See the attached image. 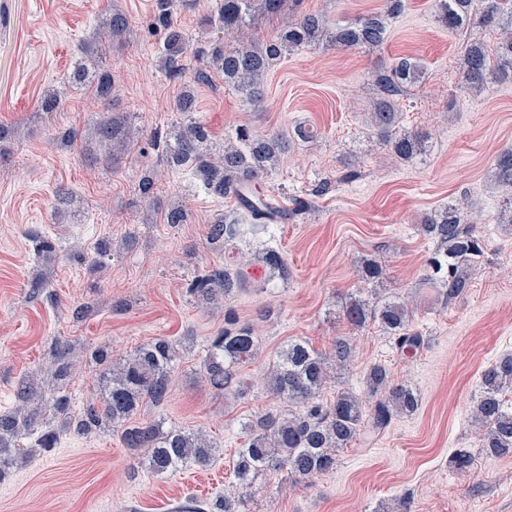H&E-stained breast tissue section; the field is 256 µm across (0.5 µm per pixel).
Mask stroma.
<instances>
[{
    "instance_id": "stroma-1",
    "label": "stroma",
    "mask_w": 512,
    "mask_h": 512,
    "mask_svg": "<svg viewBox=\"0 0 512 512\" xmlns=\"http://www.w3.org/2000/svg\"><path fill=\"white\" fill-rule=\"evenodd\" d=\"M298 8L343 24L383 12L385 2L300 0ZM115 9L129 17L133 35L100 58L115 80L111 102L74 88L61 111H38L45 91L62 84L81 44ZM155 11L156 0H0V128L7 134L0 141V411L12 407L21 376H40L53 337L89 350L107 346L115 362L165 337L179 346L169 395L160 405L144 403L135 419L202 432L220 452L208 467L157 476L140 465L144 449L125 447L119 433H67L53 451L24 449L0 479V512H180L216 500L233 479L245 422L284 407L264 384L277 353L292 339L324 352L348 335L350 364L323 401L341 388L363 390L369 367L381 364L393 382L416 389L418 411L394 417L371 441H353L339 451L336 470L311 481L292 486L286 473L261 472L249 512H394L401 500L409 512H512V454L484 452L470 420L483 370L512 352V234L495 222L502 197L491 180L498 154L512 147V82L476 94L461 88L458 74L466 43L495 46L498 32L475 25L450 33L434 0H405L376 50L312 46L281 57L264 78L261 108L221 76L197 86L198 116L215 145L243 124L260 135H288L290 147L263 190L284 209L311 206L277 226L273 243L288 261L287 280H263L203 306L187 288L206 266L225 262L223 249L207 244V226L233 216L235 203L189 173L166 171L149 139L117 168L89 163L80 145L52 139L112 114L152 132L179 122L173 99L197 63L185 59L182 82L167 79ZM401 57L420 60L424 76L399 96V122L430 135L426 154L409 163L392 160L368 128L377 98L371 73ZM301 127L316 138L299 137ZM351 162L357 174L349 179ZM152 168L160 175L149 203L138 184ZM61 187L70 195L60 207ZM460 200L482 218L484 256L468 290L446 304L424 282L436 245L420 226ZM174 204L187 209L186 223H165ZM36 235L54 243L52 255H35ZM101 239L116 251L92 274L70 251ZM366 259L383 265L385 294L409 299L412 327L426 339L416 355L402 354L377 322L354 331L344 320L346 298L366 288ZM43 267L52 292L30 298L29 282ZM230 312L254 324L259 339L258 357L238 376L247 389L240 399L201 378L209 343ZM460 450L474 459L469 472L450 464Z\"/></svg>"
}]
</instances>
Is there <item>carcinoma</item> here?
<instances>
[{"label":"carcinoma","mask_w":512,"mask_h":512,"mask_svg":"<svg viewBox=\"0 0 512 512\" xmlns=\"http://www.w3.org/2000/svg\"><path fill=\"white\" fill-rule=\"evenodd\" d=\"M438 21L450 30L469 26H492L500 30V41L490 49L482 42L465 45L459 62L465 88L479 92L490 79L512 81V0H435ZM284 0H215L210 24H216L232 42L193 46L186 33L171 19L174 8L188 5V0H158L155 24L165 31L162 68L171 79L182 77L183 61L193 54L199 63L193 84H185L173 101V111L188 116L160 139L153 134V145L161 148L170 168L189 172L205 189L232 199L245 212L247 223L218 218L208 225L209 244L224 246L246 235H268L275 214H284L270 206V198L260 186L288 152L289 140L283 134L260 137L241 126L233 142L220 150L212 148L207 127L192 113L196 112L195 84H206L212 75L224 77L253 106L262 103L263 79L272 63L286 53L303 47L375 50L388 39V20L404 9V0H386L383 13H372L346 24L331 25L318 14L300 12L288 15L276 35L262 40L250 33L258 12L279 15ZM131 23L119 10L108 14L98 26L96 37L83 43L79 58L67 80V86L48 91L38 104L40 112H56L66 101L67 88L90 90L99 100L112 97V72L98 65L96 57L107 48L128 43ZM422 67L412 58H402L387 70L372 74L378 90L373 128L393 156L411 162L426 152L428 135L398 128L396 102L405 90L420 82ZM142 131L125 118L112 115L100 120L90 132L68 129L53 140L69 146L77 141L88 144L87 157L117 166L127 146L141 139ZM494 183L503 191L499 220L512 228V148L495 161ZM424 235L437 242V250L428 260L427 280L438 288L448 303L469 288L470 266L483 256V239L464 212L461 204H449L421 225ZM112 257V243L107 240L93 247L90 265L101 267ZM258 262L269 276L288 277V265L279 248L268 246L258 255ZM362 279L374 283L385 278V270L368 260L361 267ZM249 267L236 269L215 263L196 277L188 288L199 303L211 304L250 287ZM343 318L353 329L370 321L396 336L398 347L406 354L418 352L424 337L412 328L409 304L397 296H351L343 306ZM258 340L248 324L228 323L211 343L202 363L203 377L216 391L246 393L235 383L237 368L251 362L258 354ZM353 345L348 336L336 337L328 353L305 341L288 342L268 369L265 386L277 398L288 403L289 410L265 413L247 422L249 432L245 447L238 449L233 461L234 487L230 493L203 509L192 512H243L241 506L257 488L254 479L264 470H284L292 482L300 483L336 468L337 452L355 439L383 432L393 417L414 412L419 405L416 391L407 383L395 384L381 364L371 366L366 374V392L359 396L339 390L330 403L322 393L331 375L341 376L348 366ZM179 357L177 344L160 337L134 350L117 370L107 369L108 348L91 351L90 359L99 366L103 394L97 401L85 403L78 412L71 409L67 395L56 397L51 408L61 418V428L45 421L44 394L33 380L20 379L15 389L14 410L0 413V475L16 464L20 442L29 439L38 448L57 447L60 430L79 435L117 427L127 448H146V468L162 475L189 463L206 467L218 449L199 432L177 427L163 428L162 423H133L144 401L162 404L170 391L171 372ZM73 345L64 337L52 342L48 374L62 382L73 366ZM512 390V353L504 354L482 372V391L472 411L479 431L481 447L495 456L512 453V409L503 394Z\"/></svg>","instance_id":"cac0c4a2"}]
</instances>
